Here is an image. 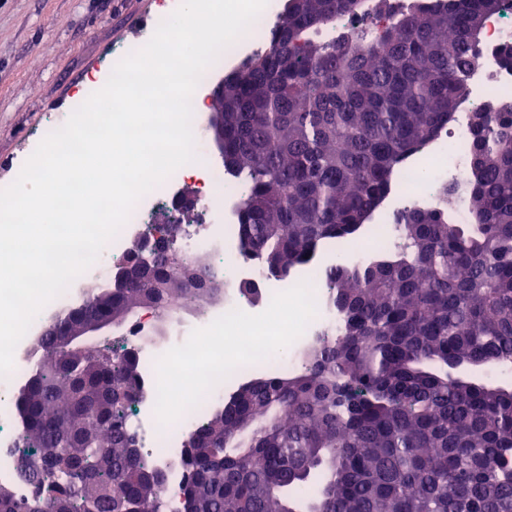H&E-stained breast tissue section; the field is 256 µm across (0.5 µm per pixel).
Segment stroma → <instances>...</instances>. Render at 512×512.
Returning a JSON list of instances; mask_svg holds the SVG:
<instances>
[{
  "instance_id": "stroma-1",
  "label": "stroma",
  "mask_w": 512,
  "mask_h": 512,
  "mask_svg": "<svg viewBox=\"0 0 512 512\" xmlns=\"http://www.w3.org/2000/svg\"><path fill=\"white\" fill-rule=\"evenodd\" d=\"M157 10L156 0H0V184L15 179L50 120L68 118L88 77L108 80L114 46L145 40L143 26ZM223 305L183 303L153 330L169 343Z\"/></svg>"
}]
</instances>
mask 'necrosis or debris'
<instances>
[{"label":"necrosis or debris","mask_w":512,"mask_h":512,"mask_svg":"<svg viewBox=\"0 0 512 512\" xmlns=\"http://www.w3.org/2000/svg\"><path fill=\"white\" fill-rule=\"evenodd\" d=\"M281 22L278 0H267L259 17L242 37L243 48L233 49L229 60L239 63L266 51ZM512 42V5L491 16L485 25L478 62L469 78V94L455 113L449 129L430 145L426 157L404 165L396 174V189L382 205L366 236L385 245L394 244L396 216L426 199L441 184L454 185L459 223H468L466 187L470 146L469 115L495 97H512V69L499 61L498 51ZM197 159L190 169H177L143 196L117 236L87 269L90 277L104 276L109 264H120L129 241L142 238L152 207L171 201V191L194 178L201 188L198 207L208 223L189 230L184 252L211 255L215 271L229 291L221 316L200 321L187 335L176 336L164 348L143 343L152 327L141 315L126 326V341L137 344L139 394L132 420L141 456L166 474L163 499L166 512H177L186 479L180 460L187 437L204 416L206 407L220 406L235 386L260 370L293 371L303 364L302 349L339 327L330 291L312 275H296L279 282L264 276L259 262L246 256L235 231L237 194L227 191L224 170L206 156L203 141H196ZM242 281L255 283L258 298L234 291ZM80 281L47 304L36 316L14 351V368L0 377V485L13 488L17 497L34 492L17 477V443L21 429L14 418L12 394L25 384L38 361L31 344L48 318L56 317L78 297Z\"/></svg>","instance_id":"1"}]
</instances>
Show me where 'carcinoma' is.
Masks as SVG:
<instances>
[{
  "label": "carcinoma",
  "mask_w": 512,
  "mask_h": 512,
  "mask_svg": "<svg viewBox=\"0 0 512 512\" xmlns=\"http://www.w3.org/2000/svg\"><path fill=\"white\" fill-rule=\"evenodd\" d=\"M363 2L287 0L267 51L224 76L238 237L269 279L369 223L466 98L478 21L508 6L378 0L387 24L326 35ZM471 129V222L454 220L443 188L400 212L395 252L324 268L338 334L308 348L304 371L253 375L201 420L181 458L180 512H512V389L448 375L512 361V100L477 109ZM217 285L198 257L162 244L45 327V356L13 403L19 473L37 492L0 486V512L163 507L165 479L129 427L138 348L103 365L60 353L56 333ZM43 452L65 468L42 467Z\"/></svg>",
  "instance_id": "1"
}]
</instances>
